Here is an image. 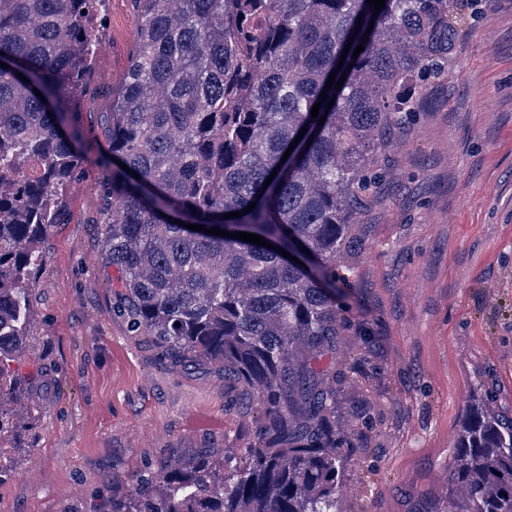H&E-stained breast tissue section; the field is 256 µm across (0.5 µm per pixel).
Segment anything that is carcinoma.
<instances>
[{
	"instance_id": "carcinoma-1",
	"label": "carcinoma",
	"mask_w": 512,
	"mask_h": 512,
	"mask_svg": "<svg viewBox=\"0 0 512 512\" xmlns=\"http://www.w3.org/2000/svg\"><path fill=\"white\" fill-rule=\"evenodd\" d=\"M132 2L141 22L112 102L101 253L130 327L224 366L263 416L239 464L202 455L140 475L109 512H346L349 421L319 363L350 327L337 265L357 242V205L380 189L378 154L448 68L476 0H385L376 15L366 0ZM104 3L0 0V439L24 438L17 416L41 389L13 364L42 244L83 160L77 94ZM333 72L342 87H326ZM455 448L448 512H512V419L472 400Z\"/></svg>"
}]
</instances>
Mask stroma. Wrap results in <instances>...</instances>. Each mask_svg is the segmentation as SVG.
<instances>
[{"mask_svg":"<svg viewBox=\"0 0 512 512\" xmlns=\"http://www.w3.org/2000/svg\"><path fill=\"white\" fill-rule=\"evenodd\" d=\"M104 10L78 114L88 152L43 245L18 365L45 382L23 448L0 444L7 512H93L134 494L140 473L201 454L236 462L258 443L262 408L223 366L173 358L118 313L100 159L139 19L132 0ZM378 161L382 188L339 270L351 327L320 360L357 416L342 494L347 512H442L472 397L512 418V0L468 19L447 75Z\"/></svg>","mask_w":512,"mask_h":512,"instance_id":"35a3bbf8","label":"stroma"}]
</instances>
